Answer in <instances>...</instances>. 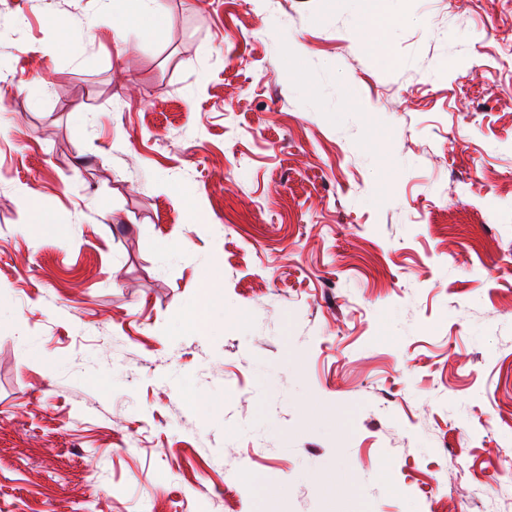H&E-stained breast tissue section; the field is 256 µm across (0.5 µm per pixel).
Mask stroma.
I'll return each mask as SVG.
<instances>
[{
	"label": "stroma",
	"mask_w": 512,
	"mask_h": 512,
	"mask_svg": "<svg viewBox=\"0 0 512 512\" xmlns=\"http://www.w3.org/2000/svg\"><path fill=\"white\" fill-rule=\"evenodd\" d=\"M105 8L0 0V512L512 498V0ZM163 0H113L112 37L118 45H126L131 34L145 29L149 21L159 22L164 14ZM124 2L123 9L116 10L113 5Z\"/></svg>",
	"instance_id": "stroma-1"
}]
</instances>
